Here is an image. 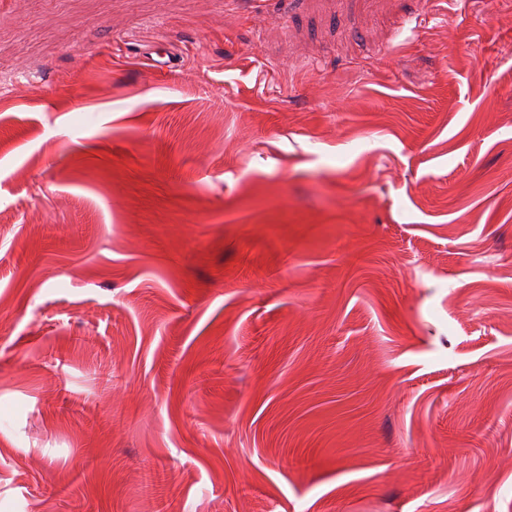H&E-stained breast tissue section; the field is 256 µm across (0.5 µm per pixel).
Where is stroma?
I'll return each instance as SVG.
<instances>
[{
    "label": "stroma",
    "mask_w": 512,
    "mask_h": 512,
    "mask_svg": "<svg viewBox=\"0 0 512 512\" xmlns=\"http://www.w3.org/2000/svg\"><path fill=\"white\" fill-rule=\"evenodd\" d=\"M20 70L0 512H512V0H0Z\"/></svg>",
    "instance_id": "1"
}]
</instances>
